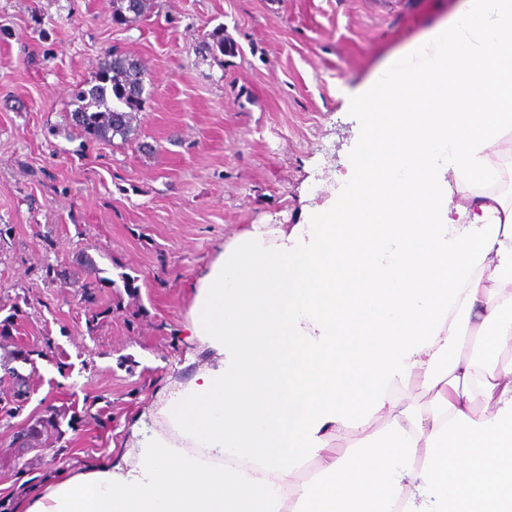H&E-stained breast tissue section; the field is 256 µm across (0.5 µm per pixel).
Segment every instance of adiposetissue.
<instances>
[{
  "label": "adipose tissue",
  "mask_w": 512,
  "mask_h": 512,
  "mask_svg": "<svg viewBox=\"0 0 512 512\" xmlns=\"http://www.w3.org/2000/svg\"><path fill=\"white\" fill-rule=\"evenodd\" d=\"M375 86L350 192L311 223L242 229L199 278L192 332L212 357L160 429L132 426L120 463L17 512H512V360L483 361L512 351V199L491 191L512 169L483 156L512 133V0H459ZM416 379L434 409L395 397ZM379 420L329 455L336 431ZM309 457L317 476L289 490ZM386 425L382 421L373 423L366 430L358 429L350 425L336 433V436L330 440V448L336 452L337 455H345L352 451L354 446H357L361 440L366 439L369 435H376L385 429Z\"/></svg>",
  "instance_id": "obj_1"
}]
</instances>
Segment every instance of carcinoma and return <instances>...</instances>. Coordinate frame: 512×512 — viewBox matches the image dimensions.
I'll use <instances>...</instances> for the list:
<instances>
[{"label": "carcinoma", "mask_w": 512, "mask_h": 512, "mask_svg": "<svg viewBox=\"0 0 512 512\" xmlns=\"http://www.w3.org/2000/svg\"><path fill=\"white\" fill-rule=\"evenodd\" d=\"M149 0H112V21L126 25L138 21ZM145 71L126 52L114 50L99 61L87 88L79 90L69 112L70 123L85 137L124 143L136 139L138 116L144 109Z\"/></svg>", "instance_id": "cac0c4a2"}]
</instances>
